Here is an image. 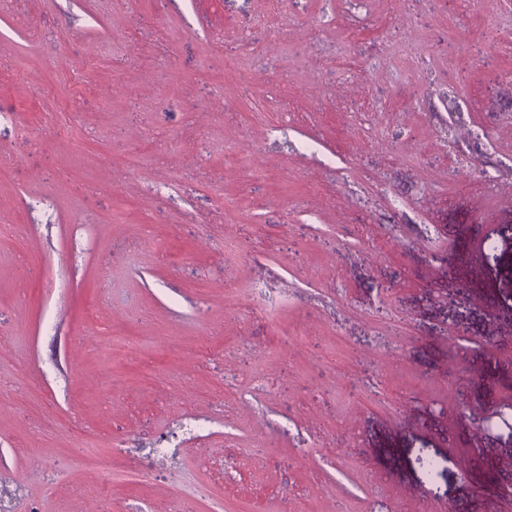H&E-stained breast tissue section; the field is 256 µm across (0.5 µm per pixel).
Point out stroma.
<instances>
[{"instance_id": "stroma-1", "label": "stroma", "mask_w": 512, "mask_h": 512, "mask_svg": "<svg viewBox=\"0 0 512 512\" xmlns=\"http://www.w3.org/2000/svg\"><path fill=\"white\" fill-rule=\"evenodd\" d=\"M3 488L512 512V0H0Z\"/></svg>"}]
</instances>
